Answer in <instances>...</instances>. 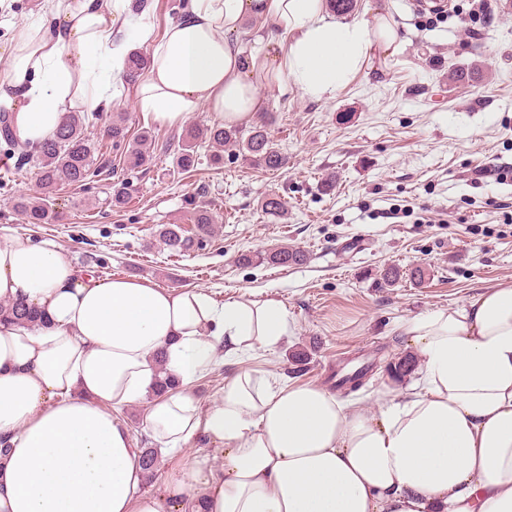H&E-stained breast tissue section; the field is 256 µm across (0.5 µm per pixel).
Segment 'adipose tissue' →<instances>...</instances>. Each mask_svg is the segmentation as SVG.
<instances>
[{"label": "adipose tissue", "mask_w": 512, "mask_h": 512, "mask_svg": "<svg viewBox=\"0 0 512 512\" xmlns=\"http://www.w3.org/2000/svg\"><path fill=\"white\" fill-rule=\"evenodd\" d=\"M133 0H44L38 24L0 47V103L35 145L82 107L111 104L126 58L147 40ZM258 44L245 53L244 38ZM402 42L388 12L331 21L326 0H189L148 52L137 92L163 126L191 112L246 125L261 86L322 98L373 50ZM0 302L42 316L0 317V512H512V283L403 320L421 364L413 391L375 411L316 384L242 372L202 407L194 383L214 361L272 351L289 330L280 299L216 305L76 269L54 244H0ZM177 389L153 391L160 373ZM145 405L170 458L168 495L145 492L140 451L120 419ZM202 437L211 450L186 453Z\"/></svg>", "instance_id": "ef3b65f1"}]
</instances>
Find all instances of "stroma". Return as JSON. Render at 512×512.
<instances>
[{"instance_id": "obj_1", "label": "stroma", "mask_w": 512, "mask_h": 512, "mask_svg": "<svg viewBox=\"0 0 512 512\" xmlns=\"http://www.w3.org/2000/svg\"><path fill=\"white\" fill-rule=\"evenodd\" d=\"M379 1L397 24L399 54L374 53L321 99L293 85L265 90L268 132L288 159L284 168L268 170L241 154L214 165L204 144L195 170L178 169L184 125H209L212 117L198 111L184 125L159 126L125 79L111 110L88 121L99 174L88 185L55 189L54 223L26 224L14 211L15 197L37 190V164L0 140V241L20 235L52 243L99 276L202 291L219 305L251 293L279 298L291 320L287 336L276 351L207 368L194 385L203 405L243 371L332 391L338 366L364 354L374 369L349 400L374 409L379 391H408L415 376L398 383L386 371L408 354L399 322L512 283V179L494 175L512 169V0H491L480 39L467 35L480 25L468 0L434 19L412 0H354L353 11L335 20L370 19ZM120 112L129 137L147 129L155 140L151 164L136 172L102 134ZM124 181L129 199L112 207ZM271 196L284 202L283 214L263 211ZM201 202L216 215L215 232L200 251L169 253L157 228L186 223ZM282 246L305 251L307 262L238 261L240 253ZM389 264L422 266L425 277L378 287L375 275Z\"/></svg>"}]
</instances>
